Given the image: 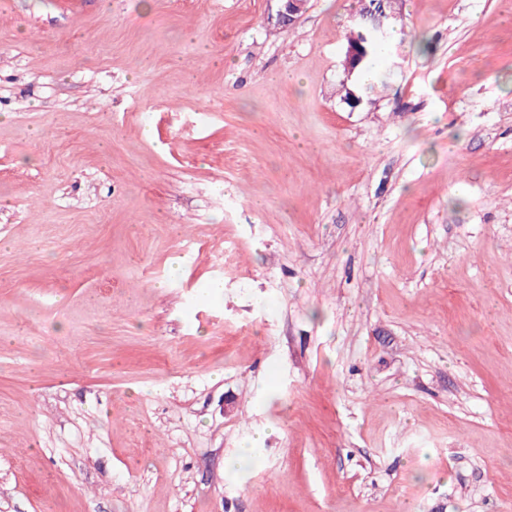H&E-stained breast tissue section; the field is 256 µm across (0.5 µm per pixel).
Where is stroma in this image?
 <instances>
[{
  "mask_svg": "<svg viewBox=\"0 0 512 512\" xmlns=\"http://www.w3.org/2000/svg\"><path fill=\"white\" fill-rule=\"evenodd\" d=\"M362 7L0 0V512H512V0ZM357 40L363 43V46L367 49L365 60L360 65L364 51L359 47L349 46L346 52L345 68L348 73L353 72L359 65V68L367 67L372 56L375 55L381 45L376 41L374 34L369 28L364 27L357 30L355 35H351L348 38V44L356 42Z\"/></svg>",
  "mask_w": 512,
  "mask_h": 512,
  "instance_id": "35a3bbf8",
  "label": "stroma"
}]
</instances>
